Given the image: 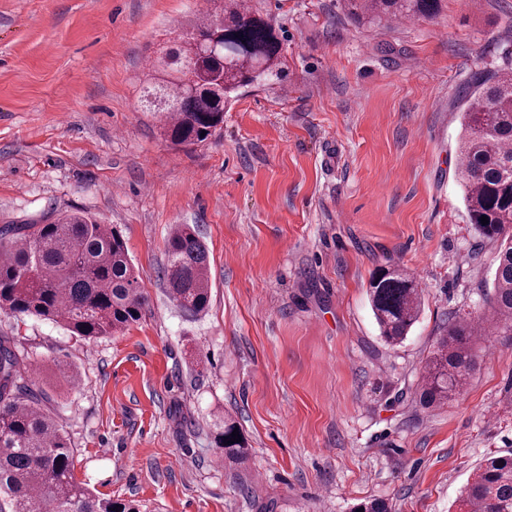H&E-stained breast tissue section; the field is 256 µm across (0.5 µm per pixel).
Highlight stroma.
I'll use <instances>...</instances> for the list:
<instances>
[{
	"label": "stroma",
	"mask_w": 512,
	"mask_h": 512,
	"mask_svg": "<svg viewBox=\"0 0 512 512\" xmlns=\"http://www.w3.org/2000/svg\"><path fill=\"white\" fill-rule=\"evenodd\" d=\"M281 40L206 142L172 146L143 111L198 0H0V225L82 211L121 231L146 303L88 343L0 312L75 475L142 512H456L482 460L512 450V335L478 338L448 404L414 392L442 328L492 310L496 244L456 178L460 85L512 67V0H443L360 26L341 0H251ZM195 225L210 307L162 281L173 225ZM414 272L421 312L385 344L371 275ZM78 367L67 385L57 363ZM228 414L249 445L216 455Z\"/></svg>",
	"instance_id": "35a3bbf8"
}]
</instances>
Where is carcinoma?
<instances>
[{"label":"carcinoma","mask_w":512,"mask_h":512,"mask_svg":"<svg viewBox=\"0 0 512 512\" xmlns=\"http://www.w3.org/2000/svg\"><path fill=\"white\" fill-rule=\"evenodd\" d=\"M368 23L439 14L441 0H343ZM273 24L244 0H224L198 18L181 45L163 59L171 78L146 87L142 107L165 117L163 136L175 145L203 143L224 124V107L241 87L279 65ZM456 176L467 218L479 237L501 241L489 300L495 328L512 335V69L484 68L464 85ZM487 216L489 223L480 218ZM169 298L196 317L210 303L209 259L196 229L177 224L165 250ZM369 301L380 338L402 343L420 312L418 284L396 266L375 272ZM140 292L120 231L81 213L45 224L0 226V311L58 323L85 340L111 336L139 320ZM475 325L461 319L438 338L421 378L419 401L440 407L467 383L475 361ZM216 444L241 461L246 442L227 443L237 425L218 420ZM74 450L32 387L19 350L0 336V512H140L132 501L93 494L74 474ZM460 512H512V455L490 456L459 500Z\"/></svg>","instance_id":"1"}]
</instances>
